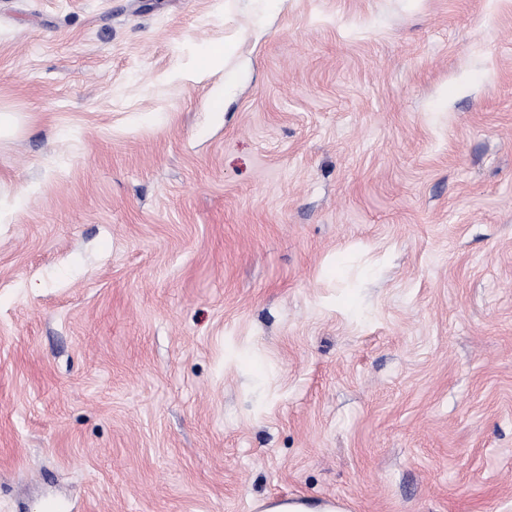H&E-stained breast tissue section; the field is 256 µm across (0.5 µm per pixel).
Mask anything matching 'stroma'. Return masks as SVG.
Instances as JSON below:
<instances>
[{"label":"stroma","instance_id":"stroma-1","mask_svg":"<svg viewBox=\"0 0 512 512\" xmlns=\"http://www.w3.org/2000/svg\"><path fill=\"white\" fill-rule=\"evenodd\" d=\"M17 197L0 512H512V0H0ZM230 52L224 48H214L205 55L196 58L194 72L196 74H205L208 72L223 70L226 67ZM264 512H341L342 510L332 509L327 502L309 504L306 502L292 503L291 500H284L275 506H269Z\"/></svg>","mask_w":512,"mask_h":512}]
</instances>
